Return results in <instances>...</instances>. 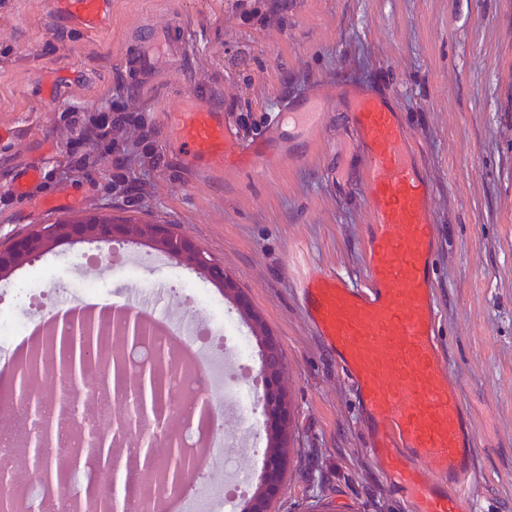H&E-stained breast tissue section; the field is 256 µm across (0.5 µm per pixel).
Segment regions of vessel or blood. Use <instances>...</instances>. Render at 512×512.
Returning a JSON list of instances; mask_svg holds the SVG:
<instances>
[{"mask_svg": "<svg viewBox=\"0 0 512 512\" xmlns=\"http://www.w3.org/2000/svg\"><path fill=\"white\" fill-rule=\"evenodd\" d=\"M111 0H56L88 29L101 25ZM187 29L170 21L127 63L137 86L154 84L158 62L186 56ZM279 121L245 141L211 105L192 99L172 120L196 176L257 172L297 158L319 133L325 113L347 116L363 151L369 215L365 284L315 273L301 285L304 312L346 374L366 422L365 446L394 489L417 496L416 512H469L463 485L475 469V431L439 336L435 257V190L413 150V135L393 91L339 81L284 98Z\"/></svg>", "mask_w": 512, "mask_h": 512, "instance_id": "vessel-or-blood-1", "label": "vessel or blood"}]
</instances>
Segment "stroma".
<instances>
[{
  "label": "stroma",
  "mask_w": 512,
  "mask_h": 512,
  "mask_svg": "<svg viewBox=\"0 0 512 512\" xmlns=\"http://www.w3.org/2000/svg\"><path fill=\"white\" fill-rule=\"evenodd\" d=\"M180 17L188 59L149 89L132 87L128 58L154 25ZM392 88L436 190L434 281L439 335L475 428L473 512H512V0H112L88 31L53 0H0V242L90 214L174 225L231 273L279 342L292 420L288 462L271 512H409L372 463L349 381L310 326L300 284L315 272L364 278L367 210L349 177L347 117L329 113L304 155L251 177L192 179L169 110L206 96L244 135H263L283 97L335 78ZM140 112L153 157L131 149L113 186L105 155L80 170L71 112ZM31 167L30 200L12 186ZM75 200L43 209L41 197ZM137 300L146 284L205 289L240 330L232 297L178 259L127 245L64 243L0 279V317L34 322L84 299Z\"/></svg>",
  "instance_id": "obj_1"
}]
</instances>
